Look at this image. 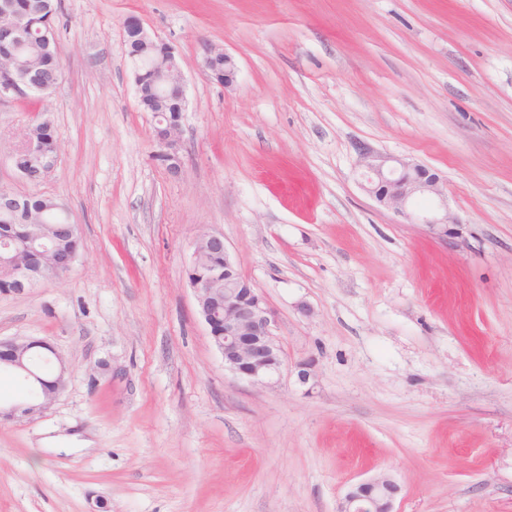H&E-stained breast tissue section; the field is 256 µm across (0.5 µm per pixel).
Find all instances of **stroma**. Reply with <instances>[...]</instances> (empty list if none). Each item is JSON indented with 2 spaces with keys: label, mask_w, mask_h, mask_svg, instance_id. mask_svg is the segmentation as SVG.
<instances>
[{
  "label": "stroma",
  "mask_w": 512,
  "mask_h": 512,
  "mask_svg": "<svg viewBox=\"0 0 512 512\" xmlns=\"http://www.w3.org/2000/svg\"><path fill=\"white\" fill-rule=\"evenodd\" d=\"M131 15L181 59L177 178ZM59 20L57 88L0 102V188L63 202L78 258L0 293V340H46L66 383L0 420V512H336L382 473L393 512H512V0H60ZM44 113L59 161L33 186L11 154ZM363 147L441 176L447 236L366 192ZM204 232L274 312V386L209 340ZM205 67L210 76L224 87L232 86L237 78L238 67L235 59L228 53L216 52L210 44L206 47ZM223 59V67L219 68L217 60Z\"/></svg>",
  "instance_id": "obj_1"
}]
</instances>
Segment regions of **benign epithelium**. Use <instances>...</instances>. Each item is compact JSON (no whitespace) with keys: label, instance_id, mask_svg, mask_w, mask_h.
<instances>
[{"label":"benign epithelium","instance_id":"benign-epithelium-1","mask_svg":"<svg viewBox=\"0 0 512 512\" xmlns=\"http://www.w3.org/2000/svg\"><path fill=\"white\" fill-rule=\"evenodd\" d=\"M24 21L25 18L14 10L9 0H0V36L4 41L11 45L18 43ZM123 28L125 48H130L133 42L146 40L148 30L139 18L127 17ZM154 46L166 75L165 81H170L169 74H178L170 89L179 111L167 112L162 108L149 107L139 87L136 88L137 101L142 111L156 114V156L166 164L170 175L177 176L183 167L179 132L183 112L187 110L185 84L175 49L157 37L154 38ZM205 67L210 76L224 87H230L236 81L237 63L224 51L206 47ZM36 85L38 82L32 73L23 79L0 69V101L24 98ZM22 149L36 164L39 178L33 180L26 173L20 177L36 185L54 170L57 163L56 133L47 128L43 137L28 134ZM359 167L365 176L364 189L379 204L394 210L409 224H424L435 234L448 235V204L442 190V179L437 173L423 165L383 155L367 147L359 150ZM419 197L428 198L431 208L424 212L413 210V202ZM30 198L29 194L10 191L0 196V210L20 215L29 210ZM65 218L66 223L52 225L49 235L35 230L27 231L21 239L9 234L1 235L0 279L13 281L19 289L35 281L33 268L24 266L20 260L23 253L41 260L57 275L70 271L77 251L64 247L63 241L77 234L78 229L70 215H65ZM188 282L196 295L198 313L208 327L211 342L224 359L225 369L253 385L274 384L283 365V352L273 333L274 312L259 290L241 274L223 236L204 233L197 239L188 269ZM38 348L53 351L42 340L0 341V366L23 376L28 385L35 387L22 398L0 405V418L32 419L42 414L64 388L66 366L60 356H55L58 367L49 379L34 372L31 361L33 352ZM398 491L397 482L381 474L352 487L339 503L337 512H392Z\"/></svg>","mask_w":512,"mask_h":512}]
</instances>
